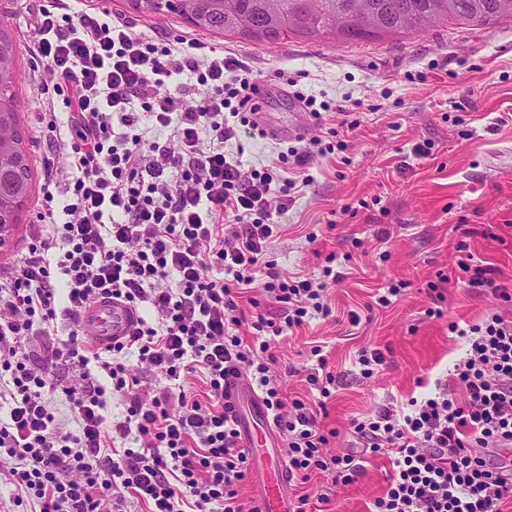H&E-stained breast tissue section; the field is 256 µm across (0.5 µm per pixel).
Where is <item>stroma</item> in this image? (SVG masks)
I'll use <instances>...</instances> for the list:
<instances>
[{
	"instance_id": "stroma-1",
	"label": "stroma",
	"mask_w": 512,
	"mask_h": 512,
	"mask_svg": "<svg viewBox=\"0 0 512 512\" xmlns=\"http://www.w3.org/2000/svg\"><path fill=\"white\" fill-rule=\"evenodd\" d=\"M102 1L146 34L162 29L172 38L197 37L249 62L264 86L263 132L239 133L225 145L245 163L269 165L279 151L311 148L313 139L339 128L335 109L319 121L299 111L288 81L335 108L358 107L360 124L345 134L349 149L310 165L308 184L281 216L266 251L286 278L320 277L330 254L345 275L325 291L331 315L271 340L277 358L271 373L287 402L318 398L306 377L317 367L310 351L321 347L336 378L322 420L336 433L334 452L357 446L354 420L391 405L408 407L437 383L452 384L466 341L449 332V322L465 328L495 315L512 320V300L471 283L460 268L467 260L491 265L496 283L512 289V19L440 23L376 41L291 37L264 46L197 32L171 12L134 14L125 0L69 3L88 12ZM37 65L19 50L15 93L35 190L48 151L32 82ZM423 142L431 143V157H414L412 147ZM441 274L446 282H438ZM401 281L407 287L389 306L375 305L378 291ZM354 313L359 323L351 322ZM373 348L386 362L366 379L357 357ZM390 471L382 451L367 457L354 484L334 486L327 472L288 492L328 495L329 512H369Z\"/></svg>"
}]
</instances>
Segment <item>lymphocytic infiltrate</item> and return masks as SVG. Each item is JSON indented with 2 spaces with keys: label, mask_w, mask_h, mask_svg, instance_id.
I'll list each match as a JSON object with an SVG mask.
<instances>
[{
  "label": "lymphocytic infiltrate",
  "mask_w": 512,
  "mask_h": 512,
  "mask_svg": "<svg viewBox=\"0 0 512 512\" xmlns=\"http://www.w3.org/2000/svg\"><path fill=\"white\" fill-rule=\"evenodd\" d=\"M24 47L41 63L43 91L61 97L68 114H41L50 155L44 160L39 221L31 225L16 268L0 274V455L14 507L39 512H123L136 499L145 512H260L244 507L239 486L250 470L239 419L224 380L250 372L262 402L288 440V477L308 482L328 472L353 483L362 454L329 453L318 418L332 373L309 375L317 403H285L269 376L271 338L328 315L322 301L342 272L324 265L320 281L287 279L265 261L302 185L290 167L312 151H283L255 168L225 143L240 128L257 129L261 87L235 54L207 53L195 38L137 35L106 8L63 12L40 0ZM156 134L144 139L140 117ZM122 123L124 133L114 131ZM69 147L71 180L51 158ZM223 269V277L213 269ZM262 288L284 306L281 321H247L237 299ZM101 298L150 307L130 336L89 348L76 317ZM69 319L66 337L58 318ZM255 334L245 340L243 324ZM454 365L456 392L437 387L411 413L391 408L354 421L363 452L388 449L392 470L370 512H504L512 504V463L494 451L512 447V321L493 316L471 329ZM79 373L60 385L56 367ZM162 384L146 394L143 371ZM205 380L204 397L185 379ZM62 393L76 430L48 405ZM122 418L107 411L113 393Z\"/></svg>",
  "instance_id": "f902f5d3"
}]
</instances>
